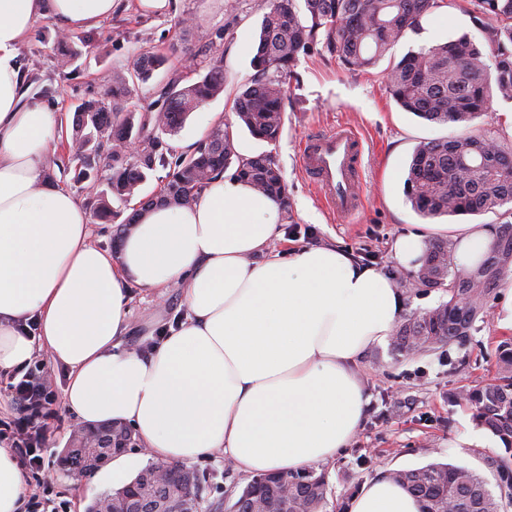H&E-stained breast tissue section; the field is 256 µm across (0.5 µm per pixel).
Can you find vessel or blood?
I'll return each mask as SVG.
<instances>
[{
	"label": "vessel or blood",
	"mask_w": 512,
	"mask_h": 512,
	"mask_svg": "<svg viewBox=\"0 0 512 512\" xmlns=\"http://www.w3.org/2000/svg\"><path fill=\"white\" fill-rule=\"evenodd\" d=\"M364 147L348 126L308 134L300 144L303 169L323 204L336 216H356L365 203Z\"/></svg>",
	"instance_id": "obj_1"
}]
</instances>
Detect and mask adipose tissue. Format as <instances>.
Returning <instances> with one entry per match:
<instances>
[{"label":"adipose tissue","instance_id":"adipose-tissue-1","mask_svg":"<svg viewBox=\"0 0 512 512\" xmlns=\"http://www.w3.org/2000/svg\"><path fill=\"white\" fill-rule=\"evenodd\" d=\"M115 2L0 0V375L45 352L69 371L64 404L77 422L133 429L140 451L113 456L104 483L149 459L215 452L246 475L333 460L364 416L358 364L404 306L393 279L333 245L273 249L280 202L223 175L191 205L141 210L114 257L91 244L82 203L43 177L61 118L22 103L18 48L35 17L73 33ZM495 239L491 225H458L455 264L476 266ZM135 286L181 288L186 305L145 350L126 343ZM23 486L13 449L0 445V512H21ZM349 512L420 506L379 478Z\"/></svg>","mask_w":512,"mask_h":512}]
</instances>
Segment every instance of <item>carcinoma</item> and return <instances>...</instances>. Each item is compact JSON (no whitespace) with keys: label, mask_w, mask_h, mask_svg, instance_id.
I'll use <instances>...</instances> for the list:
<instances>
[{"label":"carcinoma","mask_w":512,"mask_h":512,"mask_svg":"<svg viewBox=\"0 0 512 512\" xmlns=\"http://www.w3.org/2000/svg\"><path fill=\"white\" fill-rule=\"evenodd\" d=\"M260 0L263 12L259 40L252 58L254 75L237 92L233 110L241 124L268 144L279 141L283 125V100L288 85L298 80L295 67L300 56L317 49L326 51L351 74L374 69L394 44L415 30L422 18L454 0ZM468 13L482 35L476 40L463 35L429 48L410 51L385 71L389 93L405 111L437 124H455L465 133L423 143L413 152L405 192L413 208L424 217L476 215L512 204V144L503 143L487 129H472L485 115L491 93L512 101V0H468ZM60 62L68 65L90 44L86 36L60 40ZM493 58L488 65L487 57ZM168 57L145 50L133 60L112 69L104 98L79 104L72 119L71 143L79 153L76 181L103 185L91 198L94 215L111 223L121 220L123 230L136 223L138 211L124 215L140 194L150 174L167 170L159 194L143 197L139 207L154 204L187 206L215 176L232 170V176L251 183L258 191L288 206V185L269 153L245 156L237 153L231 125L212 127L196 151L174 153L168 139L182 127L188 113L224 92L222 58L212 56L205 75L181 87L171 77L159 95L160 112L138 114L131 107L133 92L162 69ZM137 142L134 155L123 151L127 142ZM116 163L112 175L100 182L101 160ZM118 207L112 206V201ZM451 241L433 244L421 267L419 281L430 288H443L448 300L437 307L414 313L400 322L393 348L400 353L431 351L439 346L466 342L486 313L491 286L512 270V233L503 237L498 255L488 256L474 268L453 261ZM474 409L478 425L486 428L504 446L505 454L487 460L499 495L474 470L442 462L395 471L387 478L401 485L420 503V512H505L512 505V350L498 357L494 380L461 393ZM100 444L108 459L127 450L112 425L83 430ZM159 462L148 464L136 477L135 500L178 490L201 498L204 473L189 469L192 484L177 487L154 482ZM62 470L90 477L99 466L89 462L77 439L65 450ZM288 487V508L299 512H323L328 482L323 474L303 469L287 473H263L251 479L237 494L232 507L246 501L247 507L261 500L269 512H281L282 487Z\"/></svg>","instance_id":"obj_1"}]
</instances>
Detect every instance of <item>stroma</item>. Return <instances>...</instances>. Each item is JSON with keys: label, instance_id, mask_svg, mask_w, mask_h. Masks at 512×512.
I'll return each mask as SVG.
<instances>
[{"label": "stroma", "instance_id": "stroma-1", "mask_svg": "<svg viewBox=\"0 0 512 512\" xmlns=\"http://www.w3.org/2000/svg\"><path fill=\"white\" fill-rule=\"evenodd\" d=\"M256 0H171L166 14L146 16L136 0H116L110 18L89 28L93 43L88 55L61 68L57 42L59 27L49 18H37L20 46L16 62L22 74L37 75V82L23 86L25 99L36 100L71 121L78 104L102 98L101 78L124 64L140 49L152 48L169 56L166 70L138 85L134 101L144 109L158 96L170 75L182 85L198 81L204 74L199 51H219L224 66V91L191 112L170 140L176 153L194 151L211 125L207 115H223L233 125L234 146L243 155L272 154L288 185L290 207L281 226L277 250L311 248L333 244L355 261L372 266L403 285V315L437 307L448 298L440 288L422 286L417 273L397 265L391 246L402 232L416 229L424 218L404 193L408 164L421 143L460 134L455 125H437L401 109L391 98L380 70L369 74L345 72L336 59L323 52L301 56L300 80L291 84L284 101V126L276 145L254 139L236 122L232 101L252 75L251 58L260 32L262 13ZM476 29L466 0L442 8L424 18L418 31L407 33L389 52L392 60L409 51L443 43ZM51 80L53 91L43 94V80ZM348 124L360 134L365 151L363 179L366 206L355 222L330 214L304 174L299 145L315 130ZM130 346L144 348L163 324L184 315L182 292L166 289L156 295L133 288ZM500 303L491 300L484 322L462 344L429 352L404 354L391 345L370 348L358 365L368 398L361 428L348 448L335 459L314 464L325 474L334 496L352 497L364 483L393 470L413 469L433 461L448 462L490 476L487 458L501 450L490 436L470 443L478 425L469 405L454 401V394L481 385L495 375L498 350L512 344V331L497 326ZM44 360L50 386L57 398L54 432L46 443L45 469L49 495L41 512H86L87 506L106 487L98 479H78L64 472L60 456L69 447L78 427L62 402L67 383L66 367ZM193 467L206 473L201 496L205 501L232 502L245 486L247 475L226 467L223 457L193 460Z\"/></svg>", "mask_w": 512, "mask_h": 512}]
</instances>
